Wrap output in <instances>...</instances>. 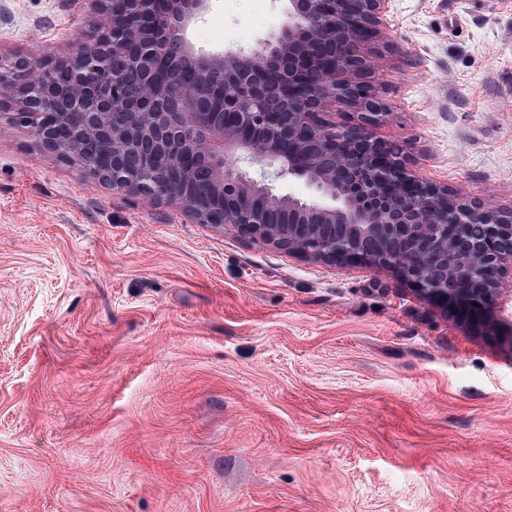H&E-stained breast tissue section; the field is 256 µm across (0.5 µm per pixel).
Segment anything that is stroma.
<instances>
[{"label": "stroma", "mask_w": 512, "mask_h": 512, "mask_svg": "<svg viewBox=\"0 0 512 512\" xmlns=\"http://www.w3.org/2000/svg\"><path fill=\"white\" fill-rule=\"evenodd\" d=\"M284 0H214L252 51ZM90 0H0V57L63 56ZM374 136L512 210V0H390ZM0 512H512V297L457 319L91 183L0 106Z\"/></svg>", "instance_id": "stroma-1"}]
</instances>
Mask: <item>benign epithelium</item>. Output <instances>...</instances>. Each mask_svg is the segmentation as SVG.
<instances>
[{
	"label": "benign epithelium",
	"mask_w": 512,
	"mask_h": 512,
	"mask_svg": "<svg viewBox=\"0 0 512 512\" xmlns=\"http://www.w3.org/2000/svg\"><path fill=\"white\" fill-rule=\"evenodd\" d=\"M99 22L80 51L37 62L0 58V100L42 147L112 188L181 207L202 224L224 219L247 238L343 268H388L461 314L483 312L512 272V211L467 203L417 177L404 153L373 137L385 108L360 76L375 66L389 0H288L274 40L248 54L192 49L189 24L211 0H93ZM156 17L142 39L134 17ZM139 45L130 95L101 67L109 48ZM64 75L63 87L48 76ZM357 122L326 118L332 106ZM136 164L130 163L131 157ZM303 180L308 198L278 195L227 157ZM343 235L327 238L321 227ZM471 224L480 237L466 234ZM482 266L494 272L475 274ZM479 306H473V303Z\"/></svg>",
	"instance_id": "obj_1"
}]
</instances>
